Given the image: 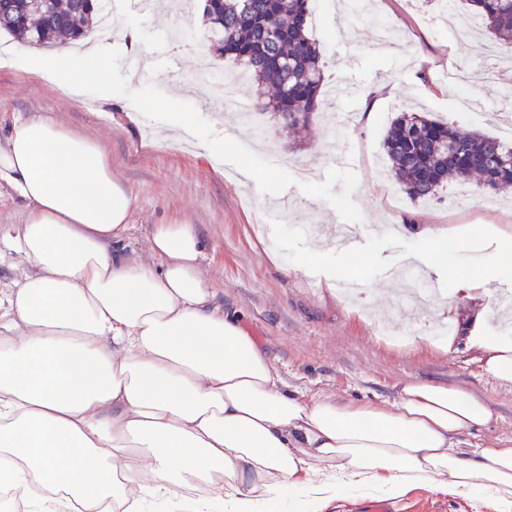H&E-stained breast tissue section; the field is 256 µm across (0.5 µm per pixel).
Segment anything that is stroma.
Here are the masks:
<instances>
[{
  "label": "stroma",
  "mask_w": 512,
  "mask_h": 512,
  "mask_svg": "<svg viewBox=\"0 0 512 512\" xmlns=\"http://www.w3.org/2000/svg\"><path fill=\"white\" fill-rule=\"evenodd\" d=\"M320 11L310 33L323 55L327 88L340 93L302 134L269 122L264 139H253L233 100L215 94L206 101L195 92L199 59H209L218 70L232 65L201 39V13L190 22L196 52L181 58L167 38L168 5L147 16L112 0L114 20L136 26L147 50L150 68L138 81V94L129 92L132 55L116 35L108 41L113 63L108 107L94 98L71 104L23 63L0 64V135L16 118L39 114L97 140L112 158L113 174L135 199L124 240L128 254L149 261L152 225L176 221L196 229L205 245L202 269L215 304L243 316L287 387L309 396L390 403L408 381L456 385L487 399L497 416L490 430L466 436L467 446L511 440L512 386L487 376L475 351L440 348L435 326L448 319L441 305H429L428 321L405 335L400 302L414 290L401 272L404 266L421 268L444 291L449 274L468 273L495 256L494 240L484 236L453 245L430 262L406 225L442 231L458 224L512 226V197L489 198L476 191L462 196L451 184L429 201L414 202L377 173L386 163L387 128L401 112L512 142V108L500 105L503 84L488 72L492 66L512 72V63L494 55L485 62L476 59V47L490 43L484 30L459 39L458 30L471 19L464 4L443 22L434 0H372L370 11L362 14L350 0H320ZM380 27L392 29L394 45L377 42ZM422 57L427 65L415 69ZM462 79L472 95L467 106L456 91ZM377 84L386 91L375 101L358 102L348 92L352 85ZM174 110L193 113L198 139L163 135ZM203 139L223 141L221 163L203 156ZM339 224L365 230L355 272L362 288L350 295L327 285L348 270L342 247L324 250V273L295 265L311 240L328 237ZM368 495L384 497L385 489L360 486L342 496L331 490L320 504L306 490L263 510L296 512L302 505L307 512H358ZM389 505L391 512H501L492 494L479 501L451 498L427 486L414 487Z\"/></svg>",
  "instance_id": "1"
}]
</instances>
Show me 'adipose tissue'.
<instances>
[{
  "mask_svg": "<svg viewBox=\"0 0 512 512\" xmlns=\"http://www.w3.org/2000/svg\"><path fill=\"white\" fill-rule=\"evenodd\" d=\"M70 103L112 101L103 46L52 55L14 48ZM26 206L0 225L16 257L0 282V471L29 512H122L150 497L198 512L195 490L254 512L305 485L384 483L391 497L427 485L449 497L493 492L512 512V445L466 448L489 428L490 403L463 388L401 385L397 400L342 402L288 389L238 317L212 300L195 230L153 225L152 264L125 251L131 190L94 141L41 116L0 138V186ZM512 276V233L488 266L454 277L459 300ZM486 375L512 384V336L483 316L463 334Z\"/></svg>",
  "mask_w": 512,
  "mask_h": 512,
  "instance_id": "obj_1",
  "label": "adipose tissue"
}]
</instances>
